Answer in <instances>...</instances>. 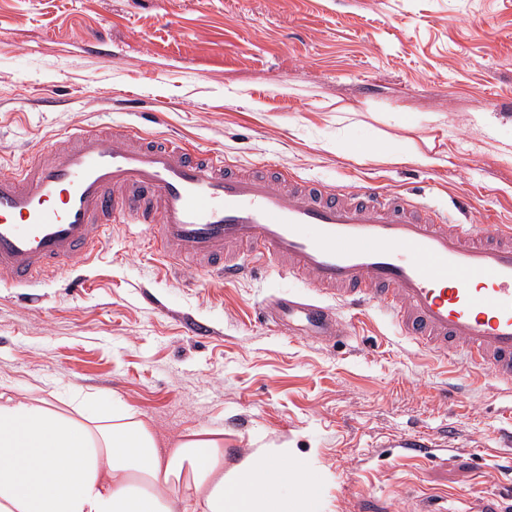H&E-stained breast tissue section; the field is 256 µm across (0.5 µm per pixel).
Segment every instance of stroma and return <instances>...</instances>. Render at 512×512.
Wrapping results in <instances>:
<instances>
[{
	"label": "stroma",
	"instance_id": "stroma-1",
	"mask_svg": "<svg viewBox=\"0 0 512 512\" xmlns=\"http://www.w3.org/2000/svg\"><path fill=\"white\" fill-rule=\"evenodd\" d=\"M74 125L176 138L331 187L512 225V0H0V171ZM139 224L28 288L0 276V394L120 398L165 441L276 448L318 512H453L512 484V391L368 309L326 342L264 314L298 282L167 273ZM210 332L190 335L189 323ZM454 448L414 458L404 435Z\"/></svg>",
	"mask_w": 512,
	"mask_h": 512
}]
</instances>
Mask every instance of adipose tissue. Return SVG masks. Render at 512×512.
<instances>
[{"label":"adipose tissue","mask_w":512,"mask_h":512,"mask_svg":"<svg viewBox=\"0 0 512 512\" xmlns=\"http://www.w3.org/2000/svg\"><path fill=\"white\" fill-rule=\"evenodd\" d=\"M287 449L224 466V434L172 447L120 399L0 400V512H315Z\"/></svg>","instance_id":"adipose-tissue-1"}]
</instances>
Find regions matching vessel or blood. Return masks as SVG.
<instances>
[{"label":"vessel or blood","mask_w":512,"mask_h":512,"mask_svg":"<svg viewBox=\"0 0 512 512\" xmlns=\"http://www.w3.org/2000/svg\"><path fill=\"white\" fill-rule=\"evenodd\" d=\"M75 127L0 173V275L36 283L90 258L113 225L146 226L165 263L236 279L284 262L312 296L273 299L294 334L336 335L325 297L377 304L421 352L512 387V225L473 229L369 183L347 191L289 181L274 165L242 171L182 143ZM470 512H512V490Z\"/></svg>","instance_id":"obj_1"}]
</instances>
